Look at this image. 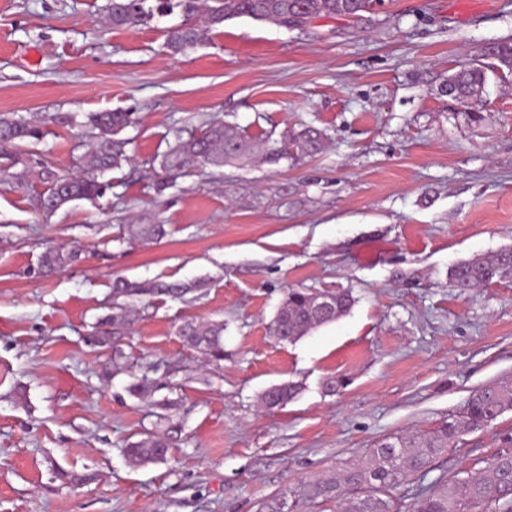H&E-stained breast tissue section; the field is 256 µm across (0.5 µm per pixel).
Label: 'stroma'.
I'll return each instance as SVG.
<instances>
[{
  "label": "stroma",
  "mask_w": 512,
  "mask_h": 512,
  "mask_svg": "<svg viewBox=\"0 0 512 512\" xmlns=\"http://www.w3.org/2000/svg\"><path fill=\"white\" fill-rule=\"evenodd\" d=\"M107 2L0 0V114L43 120L22 145L27 190L0 184V512H259L383 441L461 418L473 390L512 384V273L464 292L449 277L512 248V76L464 106L445 91L450 69L512 41V0H382L288 28L235 18L174 57L180 13L115 30ZM110 110L135 118L127 164L104 174L97 202L36 213L40 163L82 169L86 117ZM211 119L263 142L313 126L326 143L156 194L152 159ZM133 219L168 234L128 241ZM50 246L81 259L39 274ZM118 278L200 288L136 302L129 368L108 378L88 338ZM292 288L348 290L355 304L281 342L270 325ZM188 320L223 322L221 365L184 345ZM151 365L178 369L170 411L126 391ZM330 376L349 383L327 392ZM289 380L297 397L261 410L259 394ZM155 429L168 460L129 464L123 446ZM511 438L509 411L437 472L464 477Z\"/></svg>",
  "instance_id": "1"
}]
</instances>
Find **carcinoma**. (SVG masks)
I'll use <instances>...</instances> for the list:
<instances>
[{
    "label": "carcinoma",
    "mask_w": 512,
    "mask_h": 512,
    "mask_svg": "<svg viewBox=\"0 0 512 512\" xmlns=\"http://www.w3.org/2000/svg\"><path fill=\"white\" fill-rule=\"evenodd\" d=\"M379 0H108L107 19L112 28L122 29L143 25L155 13L181 9L183 23L167 30V47L177 55L189 48L203 45L209 32L225 21L248 17L255 21H271L288 27L293 18L306 12L316 17H360L373 11ZM488 62L464 63L448 75L451 99L463 103L482 93L488 73L501 78L512 75V42L494 43L484 51ZM93 145L83 169L74 175H61L52 166L43 164L37 172L45 191L36 199L44 213H54L76 200H93L102 195L105 183L98 176L106 171L122 169L127 162L129 140L123 131L133 123L132 113L119 110L95 112L88 116ZM39 139V129L27 120L0 115V180L9 181L10 169L22 163L19 143ZM324 134L305 126L288 135L281 147H269L266 157L273 160L292 156H313L322 150ZM254 139L219 120L207 122L200 133L187 141H179L165 152L159 162L156 191L162 193L173 181L193 175L206 168H220L256 154ZM130 240H158L165 235L162 224H127ZM78 253L63 249L48 250L41 258V269L50 273L76 262ZM512 270V248L499 251L493 257L475 255L456 264L450 272L454 283L467 290L488 285ZM198 286L178 282H157L151 285L117 281L113 298L130 301L146 295H164L179 299ZM327 304L319 305L322 297ZM312 294L291 288L272 322L273 336L279 341L294 342L310 331L330 324L354 305L348 291ZM110 329L91 337L92 345L112 350L110 371H124L122 354L117 341L131 325L128 306L112 305V313L103 318ZM179 335L189 347L201 352L208 363L220 365L224 360V323L220 321H187ZM174 390L171 381L143 375L130 384L127 391L134 397L152 395L157 391ZM300 385L283 382L274 391L276 405L284 406L299 393ZM512 410V385L494 384L474 390L468 398L463 420L442 424L426 434L396 437L370 449L367 461L345 463L336 474L318 478L303 485L300 497L311 502H334L337 512H402L401 500L408 486L423 487L422 497L413 512H512V448L499 449L486 460L484 475L470 474L452 483L440 477L424 484L435 462L448 454V447L460 440L464 432L491 426L505 412ZM170 442L164 435L148 433L127 447L130 463L141 466L162 462L169 453Z\"/></svg>",
    "instance_id": "1"
}]
</instances>
